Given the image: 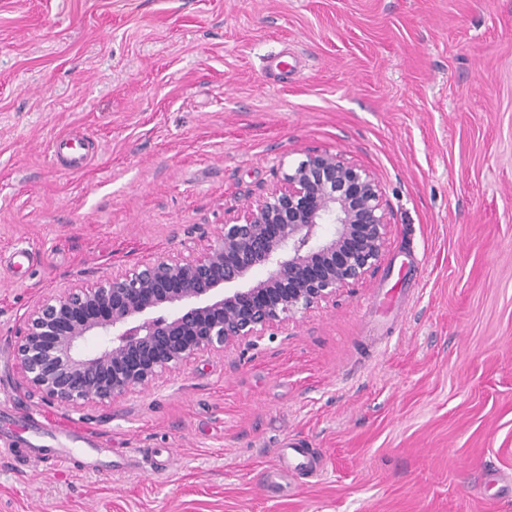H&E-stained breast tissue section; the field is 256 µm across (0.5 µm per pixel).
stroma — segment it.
Returning a JSON list of instances; mask_svg holds the SVG:
<instances>
[{"label": "stroma", "instance_id": "35a3bbf8", "mask_svg": "<svg viewBox=\"0 0 512 512\" xmlns=\"http://www.w3.org/2000/svg\"><path fill=\"white\" fill-rule=\"evenodd\" d=\"M316 151L383 189L366 280L109 404L19 387L36 302L203 253ZM5 413L115 455L0 453V512H512V0H0Z\"/></svg>", "mask_w": 512, "mask_h": 512}]
</instances>
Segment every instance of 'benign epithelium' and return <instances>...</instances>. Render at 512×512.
<instances>
[{
	"mask_svg": "<svg viewBox=\"0 0 512 512\" xmlns=\"http://www.w3.org/2000/svg\"><path fill=\"white\" fill-rule=\"evenodd\" d=\"M389 225L370 171L309 152L202 255L160 257L39 301L15 336L20 385L76 411L150 387L204 353L253 347L365 280ZM354 237L360 244L347 247Z\"/></svg>",
	"mask_w": 512,
	"mask_h": 512,
	"instance_id": "obj_1",
	"label": "benign epithelium"
}]
</instances>
